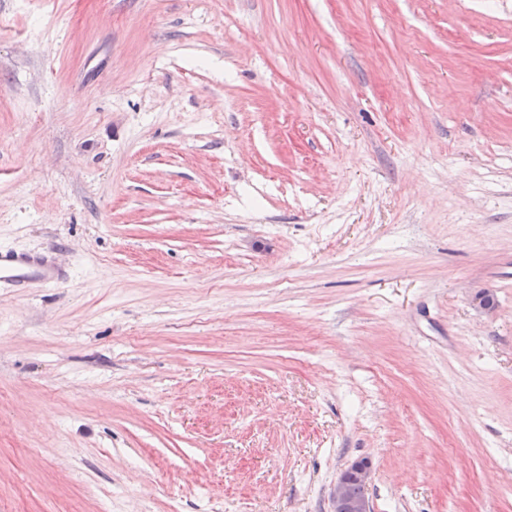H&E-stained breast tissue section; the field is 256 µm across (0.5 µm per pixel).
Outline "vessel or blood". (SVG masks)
<instances>
[{"instance_id": "b4317fda", "label": "vessel or blood", "mask_w": 512, "mask_h": 512, "mask_svg": "<svg viewBox=\"0 0 512 512\" xmlns=\"http://www.w3.org/2000/svg\"><path fill=\"white\" fill-rule=\"evenodd\" d=\"M65 277L52 253L0 249V288L25 291L29 288L52 287Z\"/></svg>"}]
</instances>
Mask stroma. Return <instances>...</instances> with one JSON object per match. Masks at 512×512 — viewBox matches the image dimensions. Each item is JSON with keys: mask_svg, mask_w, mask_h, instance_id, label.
<instances>
[{"mask_svg": "<svg viewBox=\"0 0 512 512\" xmlns=\"http://www.w3.org/2000/svg\"><path fill=\"white\" fill-rule=\"evenodd\" d=\"M0 512H512V0H0ZM65 277L51 252L0 249V288L24 292L27 288L52 287ZM370 464L368 461H354L346 467L338 475L333 492V506L336 512H373L369 497L363 495L356 499H350L348 496L355 498L363 493L361 486L366 487L370 477ZM361 485V486H359Z\"/></svg>", "mask_w": 512, "mask_h": 512, "instance_id": "1", "label": "stroma"}]
</instances>
